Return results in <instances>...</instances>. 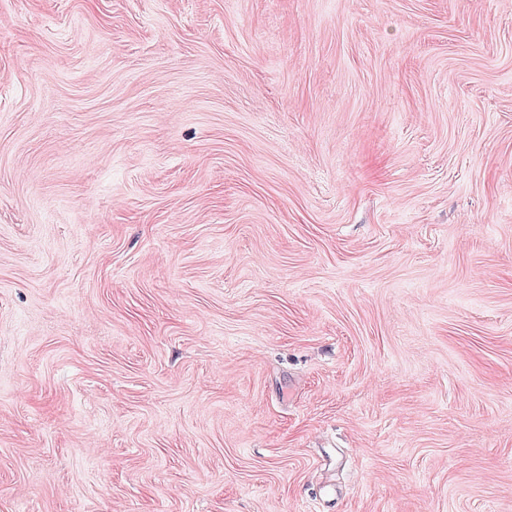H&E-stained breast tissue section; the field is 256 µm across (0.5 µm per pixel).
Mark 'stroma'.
<instances>
[{
	"label": "stroma",
	"instance_id": "35a3bbf8",
	"mask_svg": "<svg viewBox=\"0 0 512 512\" xmlns=\"http://www.w3.org/2000/svg\"><path fill=\"white\" fill-rule=\"evenodd\" d=\"M0 512H512V0H0Z\"/></svg>",
	"mask_w": 512,
	"mask_h": 512
}]
</instances>
